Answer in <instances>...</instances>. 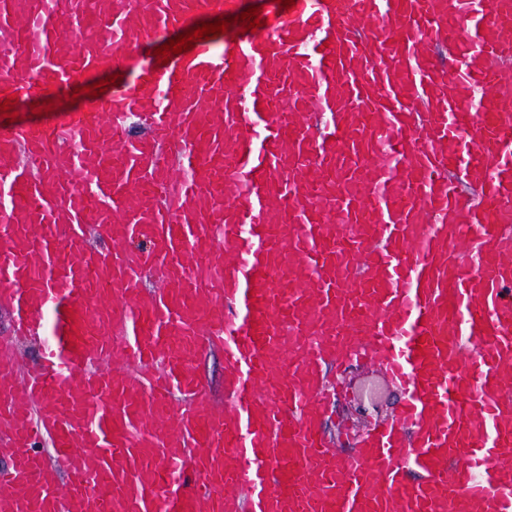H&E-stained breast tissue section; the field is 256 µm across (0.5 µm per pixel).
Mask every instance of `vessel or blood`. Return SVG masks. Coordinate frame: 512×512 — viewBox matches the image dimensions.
Returning <instances> with one entry per match:
<instances>
[{
    "label": "vessel or blood",
    "instance_id": "b4317fda",
    "mask_svg": "<svg viewBox=\"0 0 512 512\" xmlns=\"http://www.w3.org/2000/svg\"><path fill=\"white\" fill-rule=\"evenodd\" d=\"M243 11L0 0V102L135 70L0 129V512H512V0ZM353 360L404 396L345 452ZM198 369L207 390L215 400H224L223 354L218 348L205 351Z\"/></svg>",
    "mask_w": 512,
    "mask_h": 512
}]
</instances>
